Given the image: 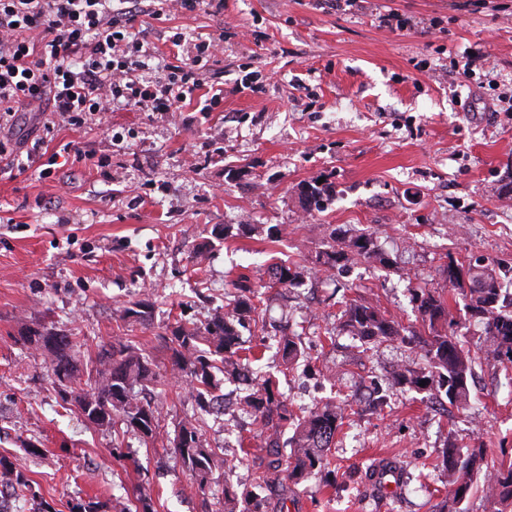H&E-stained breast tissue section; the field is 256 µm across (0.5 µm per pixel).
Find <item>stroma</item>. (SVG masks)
Instances as JSON below:
<instances>
[{
  "label": "stroma",
  "instance_id": "stroma-1",
  "mask_svg": "<svg viewBox=\"0 0 512 512\" xmlns=\"http://www.w3.org/2000/svg\"><path fill=\"white\" fill-rule=\"evenodd\" d=\"M335 2L224 0L217 13L146 19L152 78L174 63L175 33L192 43L223 38L206 73L224 89L214 111H203L200 89L162 120L116 107L102 127L77 131L47 112H20L0 132L8 147L37 144L56 159L47 178L0 168V456L55 512L134 484L154 512H220L225 482L249 485L266 452L241 448L257 431L252 420L210 422L206 438L221 454L208 497H198L165 440L193 411L187 388L170 380L142 391L161 412L157 442L114 435L61 401L47 358L22 332L72 333L86 371L118 339L165 371L159 334L181 319L206 320L239 278L257 279L280 261L307 271L306 282L261 289L267 327L244 329L242 339L291 414L340 398L353 414L327 466L268 490L267 512H434L450 490L441 465L448 444L481 442L512 461V366L479 360L464 420L455 406L408 388L377 406L374 389L396 365L421 371L427 362L395 343L358 352L350 336L334 334L332 303L373 302L414 326V289L444 288L449 259L512 267V0ZM390 9L406 30L380 26ZM468 51L488 67L449 78ZM248 74L256 90L239 89ZM72 141L103 166L75 162L64 150ZM319 179L335 195L310 214L298 189ZM224 224L245 230L217 238ZM335 228L371 234L377 258L324 271L318 255ZM142 299L153 305L148 324L116 319L118 306ZM284 322L301 328L311 372L285 369L276 347L262 345ZM380 468L398 471L393 492L375 483Z\"/></svg>",
  "mask_w": 512,
  "mask_h": 512
}]
</instances>
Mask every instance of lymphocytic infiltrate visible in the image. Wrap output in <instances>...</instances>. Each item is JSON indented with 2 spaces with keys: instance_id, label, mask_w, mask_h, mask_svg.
<instances>
[{
  "instance_id": "lymphocytic-infiltrate-1",
  "label": "lymphocytic infiltrate",
  "mask_w": 512,
  "mask_h": 512,
  "mask_svg": "<svg viewBox=\"0 0 512 512\" xmlns=\"http://www.w3.org/2000/svg\"><path fill=\"white\" fill-rule=\"evenodd\" d=\"M223 10V0H0V126L16 113L51 108L65 126L94 125L120 102L163 117L181 111L204 84L215 42H171L183 50L178 64L152 80L141 71L148 43L137 18L199 6Z\"/></svg>"
}]
</instances>
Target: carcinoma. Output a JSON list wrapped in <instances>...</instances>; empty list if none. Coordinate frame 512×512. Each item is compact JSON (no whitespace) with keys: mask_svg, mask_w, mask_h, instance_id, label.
<instances>
[{"mask_svg":"<svg viewBox=\"0 0 512 512\" xmlns=\"http://www.w3.org/2000/svg\"><path fill=\"white\" fill-rule=\"evenodd\" d=\"M299 197L305 211L321 212L331 200V190L306 183L301 185ZM330 238L331 242L318 256V263L329 269L375 255L374 242L368 234L361 233L347 241L334 231ZM510 273L512 267H501L484 257H477L466 266L450 257L443 269L448 287L461 296L466 312L483 323L481 341L486 357L501 364H512V290L505 287ZM270 281L282 288H299L304 284V273L295 266L280 264L274 267ZM260 287L262 284L243 277L235 284L237 295L224 305V311H217L200 323L178 321L160 337L170 352L172 375L186 382L196 405V412L178 423L173 450L190 473L195 492L204 499L211 488L218 454L203 439V415L219 414L222 380L218 375L235 380L241 370L250 369V363L243 362L241 355L244 350L241 329L252 322H266L263 309L253 302ZM413 301L428 331L426 336L402 326L378 306L357 300L344 302L338 327L364 346L398 341L411 352L421 354L429 363L428 374L401 368L392 374V383L418 389L424 380L425 388L433 390L438 401L446 399L464 410L477 357L471 353L467 338L460 335L461 324L454 318L443 290L416 289ZM152 312L153 303L131 301L122 306L119 317L123 321L144 323L150 320ZM22 339L49 359L62 400L74 403L89 423L137 435L145 442L157 439L158 408L136 400L134 395L138 385L162 382L157 365L143 349L121 340L102 348L93 384L84 392L75 387L80 369L74 359L76 344L72 334L29 330ZM274 339L286 365H294L304 355L300 335L288 331V327L280 328ZM239 405L259 427L267 454H276L278 458L258 471L251 487L239 492L231 485L224 486L225 512H260L261 492L280 481L281 473L300 480L327 465L326 450L335 442L347 415L344 409L329 403L311 408L297 420L292 436L286 441L289 455L282 460L279 439L288 427V409L279 399L275 382L266 378L245 390L239 396ZM442 463L454 480L450 497L442 501L438 512H470L468 503L478 487L482 488L491 512H512V463L490 455L482 444L452 445L446 448ZM0 477L6 479L12 490L30 494L38 505L37 512H55L33 490L26 473L2 456ZM72 512H152V505L150 497L136 487L131 495L107 504L91 498L79 500L72 505Z\"/></svg>","mask_w":512,"mask_h":512,"instance_id":"carcinoma-1","label":"carcinoma"}]
</instances>
